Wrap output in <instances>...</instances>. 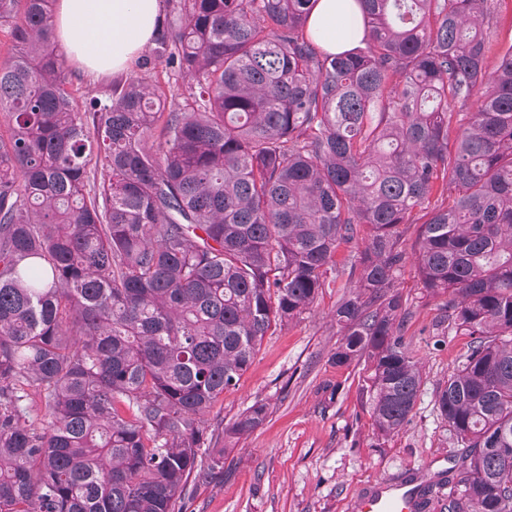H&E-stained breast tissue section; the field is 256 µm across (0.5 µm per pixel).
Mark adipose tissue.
Masks as SVG:
<instances>
[{
    "instance_id": "1",
    "label": "adipose tissue",
    "mask_w": 512,
    "mask_h": 512,
    "mask_svg": "<svg viewBox=\"0 0 512 512\" xmlns=\"http://www.w3.org/2000/svg\"><path fill=\"white\" fill-rule=\"evenodd\" d=\"M161 0H55L52 23L68 59L90 80L127 73L152 45ZM365 31L354 0H316L307 32L331 53L355 47Z\"/></svg>"
}]
</instances>
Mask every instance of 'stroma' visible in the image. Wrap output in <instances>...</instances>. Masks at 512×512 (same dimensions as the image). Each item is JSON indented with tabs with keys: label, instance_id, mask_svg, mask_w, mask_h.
Wrapping results in <instances>:
<instances>
[{
	"label": "stroma",
	"instance_id": "35a3bbf8",
	"mask_svg": "<svg viewBox=\"0 0 512 512\" xmlns=\"http://www.w3.org/2000/svg\"><path fill=\"white\" fill-rule=\"evenodd\" d=\"M361 248L338 245L340 276L299 319L265 336L250 368L206 415L198 455L214 471L188 481L181 512H356L362 494L386 480L432 485L422 512H448V488L439 479L454 469L461 448L435 399L471 339L449 328L440 300L422 299L414 263L406 261L397 277L409 311L404 338L422 362L424 384L409 423L377 443L365 371L332 359L334 312ZM257 402L268 407L266 421L225 452V428Z\"/></svg>",
	"mask_w": 512,
	"mask_h": 512
}]
</instances>
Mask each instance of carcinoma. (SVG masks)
I'll list each match as a JSON object with an SVG mask.
<instances>
[{
	"label": "carcinoma",
	"instance_id": "cac0c4a2",
	"mask_svg": "<svg viewBox=\"0 0 512 512\" xmlns=\"http://www.w3.org/2000/svg\"><path fill=\"white\" fill-rule=\"evenodd\" d=\"M51 2L0 0V512H176L204 416L357 238L332 359L365 364L377 437L397 433L424 382L395 291L413 224L426 296L472 337L436 396L463 448L448 512H512V50L487 71L492 0H358L367 34L336 54L307 35L315 0H165L137 73L82 110ZM150 81L156 86L159 92L165 93L168 100L171 96L178 98L182 93V79L175 75L164 63L152 65L150 70Z\"/></svg>",
	"mask_w": 512,
	"mask_h": 512
}]
</instances>
